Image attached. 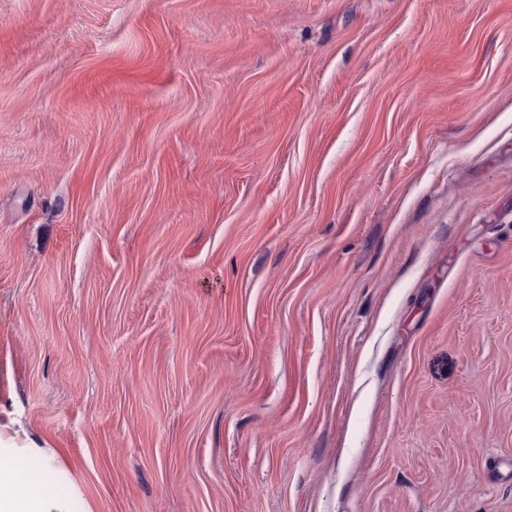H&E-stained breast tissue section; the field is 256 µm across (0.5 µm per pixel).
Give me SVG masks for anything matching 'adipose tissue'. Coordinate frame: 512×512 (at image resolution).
Returning a JSON list of instances; mask_svg holds the SVG:
<instances>
[{
    "instance_id": "1",
    "label": "adipose tissue",
    "mask_w": 512,
    "mask_h": 512,
    "mask_svg": "<svg viewBox=\"0 0 512 512\" xmlns=\"http://www.w3.org/2000/svg\"><path fill=\"white\" fill-rule=\"evenodd\" d=\"M67 472L55 450L22 425L0 423V512H74L57 490Z\"/></svg>"
}]
</instances>
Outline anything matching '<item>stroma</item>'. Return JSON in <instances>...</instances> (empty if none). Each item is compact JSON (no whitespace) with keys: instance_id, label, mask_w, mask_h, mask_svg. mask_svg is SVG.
Returning <instances> with one entry per match:
<instances>
[{"instance_id":"stroma-1","label":"stroma","mask_w":512,"mask_h":512,"mask_svg":"<svg viewBox=\"0 0 512 512\" xmlns=\"http://www.w3.org/2000/svg\"><path fill=\"white\" fill-rule=\"evenodd\" d=\"M0 417L94 512H512V0H0Z\"/></svg>"}]
</instances>
